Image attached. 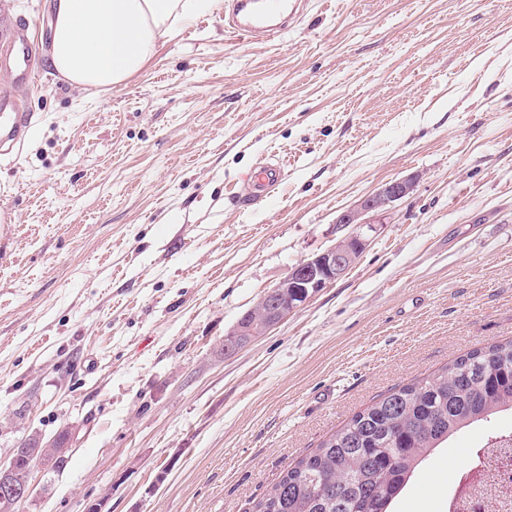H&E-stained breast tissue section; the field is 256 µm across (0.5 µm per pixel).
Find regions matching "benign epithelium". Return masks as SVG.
Returning <instances> with one entry per match:
<instances>
[{"instance_id": "benign-epithelium-1", "label": "benign epithelium", "mask_w": 512, "mask_h": 512, "mask_svg": "<svg viewBox=\"0 0 512 512\" xmlns=\"http://www.w3.org/2000/svg\"><path fill=\"white\" fill-rule=\"evenodd\" d=\"M411 189L412 182L409 179L387 182L365 196L353 208L343 212L336 223L343 227L353 226L355 232L323 252L299 261L274 287L263 293L256 304L224 336V357L234 355L256 338L266 334L320 290L344 277L367 246L366 230L372 229V226L365 216L388 208L408 195ZM295 288H308L310 292L301 301L289 304L285 298L288 297L289 290ZM32 491L33 484L17 478L12 467H0V504L3 507L19 508Z\"/></svg>"}]
</instances>
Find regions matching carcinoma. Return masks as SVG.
Here are the masks:
<instances>
[{
	"mask_svg": "<svg viewBox=\"0 0 512 512\" xmlns=\"http://www.w3.org/2000/svg\"><path fill=\"white\" fill-rule=\"evenodd\" d=\"M505 411L512 412V339L390 390L289 468L252 512H391L435 448Z\"/></svg>",
	"mask_w": 512,
	"mask_h": 512,
	"instance_id": "carcinoma-1",
	"label": "carcinoma"
}]
</instances>
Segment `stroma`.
Returning a JSON list of instances; mask_svg holds the SVG:
<instances>
[{
  "instance_id": "obj_1",
  "label": "stroma",
  "mask_w": 512,
  "mask_h": 512,
  "mask_svg": "<svg viewBox=\"0 0 512 512\" xmlns=\"http://www.w3.org/2000/svg\"><path fill=\"white\" fill-rule=\"evenodd\" d=\"M49 15L0 0V97L33 116L0 153V464L70 434L19 512H250L391 388L512 338V0H308L256 43L205 13L109 91L51 68ZM265 160L284 182L243 203ZM409 177L343 278L224 358L341 212ZM511 428L455 434L392 512H448Z\"/></svg>"
}]
</instances>
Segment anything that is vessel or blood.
<instances>
[{
    "label": "vessel or blood",
    "instance_id": "vessel-or-blood-1",
    "mask_svg": "<svg viewBox=\"0 0 512 512\" xmlns=\"http://www.w3.org/2000/svg\"><path fill=\"white\" fill-rule=\"evenodd\" d=\"M304 0H236L232 15L228 21L230 34L252 41L285 31V19L298 15ZM10 111L8 123L0 125V135L18 142L26 135L31 126L26 114L18 112L14 100H0V111ZM286 174L278 164L268 163L243 175L242 182L248 197L261 199L280 185Z\"/></svg>",
    "mask_w": 512,
    "mask_h": 512
}]
</instances>
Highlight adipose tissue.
Masks as SVG:
<instances>
[{"label":"adipose tissue","mask_w":512,"mask_h":512,"mask_svg":"<svg viewBox=\"0 0 512 512\" xmlns=\"http://www.w3.org/2000/svg\"><path fill=\"white\" fill-rule=\"evenodd\" d=\"M222 4L223 0H50V65L83 90L120 87L178 28Z\"/></svg>","instance_id":"ef3b65f1"}]
</instances>
